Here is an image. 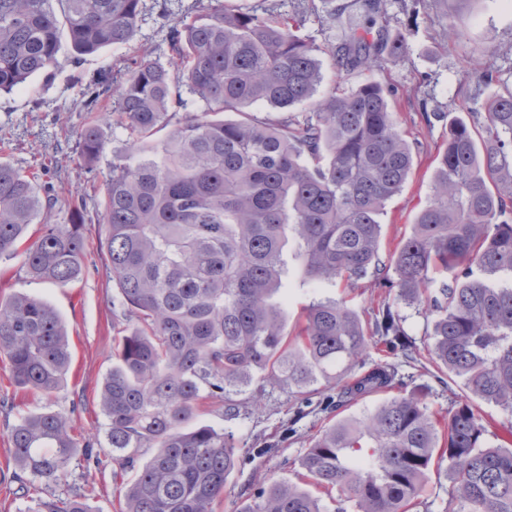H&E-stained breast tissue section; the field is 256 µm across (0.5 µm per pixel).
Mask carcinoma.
I'll list each match as a JSON object with an SVG mask.
<instances>
[{
    "mask_svg": "<svg viewBox=\"0 0 512 512\" xmlns=\"http://www.w3.org/2000/svg\"><path fill=\"white\" fill-rule=\"evenodd\" d=\"M278 8L210 0L174 16L165 59L144 56L120 82L102 73L83 84L79 148L92 164L106 143L92 114L119 82L112 114L127 148L113 153L98 223L121 295L112 317L125 329L100 393L107 454L80 445L60 411L10 428L12 480L28 476L33 512H93L78 487L52 492L79 452L96 467L112 461L119 512H215L242 454L224 431L188 427L205 408L232 409L257 377L307 403L372 349L381 360L344 390L368 396L398 385L392 360L411 364L421 351L391 307L365 324L346 300L327 299L286 329L274 296L292 239L311 281L371 274L427 304L431 362L472 398L512 413V91L490 101L482 123L453 120L432 195L385 263L380 215L410 174L413 146L380 83L318 96L321 61L300 35L302 16ZM142 9L143 0H0V93L50 73L63 36L78 60L129 44ZM328 19L339 73L370 72L407 52L381 0L336 4ZM481 57L475 50V83L498 82ZM258 103L278 116L249 110ZM54 202L0 159V261L20 257L31 279L64 287L88 254L84 201L66 224L54 222ZM437 273L444 280L431 292ZM0 356L19 388L51 400L71 363L58 312L31 295L0 298ZM485 432L471 398L441 416L420 390L394 396L316 437L300 461L305 486L253 482V504L241 512H323L314 488L337 492L336 512L346 502L357 512H411L436 454L448 460L442 512H512V442L486 446Z\"/></svg>",
    "mask_w": 512,
    "mask_h": 512,
    "instance_id": "carcinoma-1",
    "label": "carcinoma"
}]
</instances>
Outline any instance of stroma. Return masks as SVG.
Listing matches in <instances>:
<instances>
[{"label":"stroma","mask_w":512,"mask_h":512,"mask_svg":"<svg viewBox=\"0 0 512 512\" xmlns=\"http://www.w3.org/2000/svg\"><path fill=\"white\" fill-rule=\"evenodd\" d=\"M147 9L138 23L132 42L106 48L94 55L75 59L69 45H62L51 75L32 77L25 85L0 95V157L9 159L26 172L36 174L41 186L56 189V211L63 212L72 199L88 204L85 234L89 253L80 276L59 288L30 280L20 259L0 262V296L34 295L49 302L66 323L72 350V363L62 387L52 401L24 394L11 380V368L0 356V400H14L12 411L0 408V512H26L30 499L21 497L17 483L11 482L14 469L10 458L8 430L19 416L47 409L75 411L82 435L94 448L106 445L107 420L99 406V389L112 368V303L118 300L116 286L105 271V251L100 242L104 229L94 208L105 191L104 176L112 163L113 151L124 148L122 129L106 128L104 152L93 166L79 156V134L86 121L80 110V87L98 73L125 68L131 59L156 52L166 33L169 14L197 6L198 0H145ZM391 26L403 33L408 44L406 55L386 61L372 72L337 73L329 48L334 36L328 28L330 9L319 0L302 29L319 47L324 80L320 94L335 86L352 89L374 79L392 87V109L401 129L415 149L411 174L401 191L386 204L380 217L381 258H388L397 242L411 231L414 217L431 194L434 156L448 134L445 113L467 109L483 112L486 99L504 89L512 90V0H385ZM463 21L464 34L449 39L448 26ZM481 48L486 62L502 74L503 81L476 88L468 77L472 52ZM431 120H424V113ZM287 302L283 307L287 327H294L302 312L314 302L345 298L362 319L371 309L392 305L404 318L408 337L417 347L426 348L432 327L425 306L411 305L374 285L365 277L346 285L336 281L315 283L300 274L293 248L284 252L282 276ZM398 374L408 386H427L426 401L431 410L446 412L468 392L460 382L440 375L436 367L422 369L402 363ZM236 410L227 414L216 410L204 413L199 421L233 434L248 462L235 471L224 485V501L217 512H238L251 495V481L269 478L296 482L299 461L313 438L331 421L349 414L371 410L378 396L343 400L331 411L318 403L303 404L286 388L265 385L236 396ZM276 446L275 454L265 449ZM77 486L87 497L93 512H116L111 466L87 468L82 457H75L66 478L57 487L65 492Z\"/></svg>","instance_id":"1"}]
</instances>
